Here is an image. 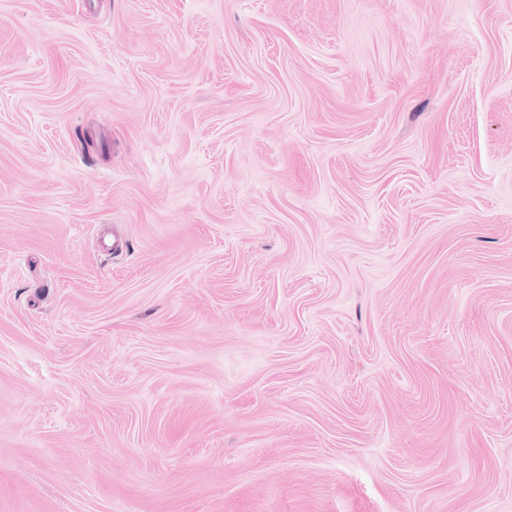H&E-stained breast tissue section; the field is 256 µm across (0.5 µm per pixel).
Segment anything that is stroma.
I'll return each instance as SVG.
<instances>
[{"instance_id": "obj_1", "label": "stroma", "mask_w": 512, "mask_h": 512, "mask_svg": "<svg viewBox=\"0 0 512 512\" xmlns=\"http://www.w3.org/2000/svg\"><path fill=\"white\" fill-rule=\"evenodd\" d=\"M0 512H512V0H0Z\"/></svg>"}]
</instances>
